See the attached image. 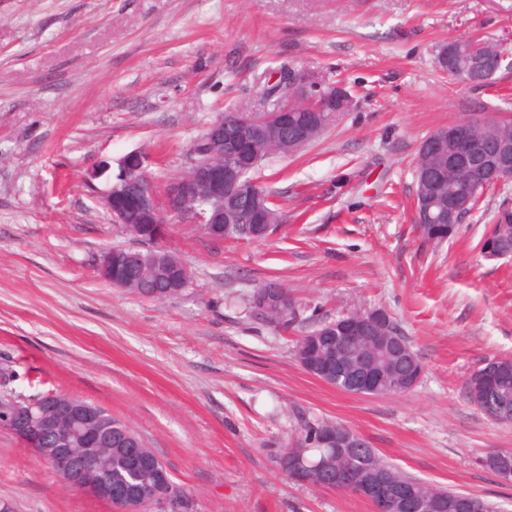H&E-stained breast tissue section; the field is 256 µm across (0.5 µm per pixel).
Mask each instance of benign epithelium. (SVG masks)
<instances>
[{
  "label": "benign epithelium",
  "instance_id": "7a95c632",
  "mask_svg": "<svg viewBox=\"0 0 512 512\" xmlns=\"http://www.w3.org/2000/svg\"><path fill=\"white\" fill-rule=\"evenodd\" d=\"M507 57L499 48L482 41H466L467 76L464 82L472 87L489 83L502 69ZM336 85L324 77L288 73V83L282 93L288 103L301 104L302 115L288 118L291 107L280 110L265 109L250 122L234 123L219 115L207 125L205 150L202 158L190 159L188 170L171 179L163 192L145 186L150 158L144 154H129L119 161L120 177H112L110 162L103 160L91 170L90 179L105 178L106 184L98 196L99 204L116 224L131 223L132 216L149 224H222L224 198L235 203H246L254 210L261 208L260 192L248 178L241 163L245 149L251 148L253 160L264 153H279L283 148L297 151L319 131L321 115ZM448 179L453 188L448 193V211L435 210L428 204L414 207L417 224L440 222L458 225L470 214V197L458 189L459 184L498 186L512 181V136L498 132L497 121L468 118L448 128ZM203 201L210 203L206 211L197 210ZM165 230L155 235L152 256L154 274L159 276L169 268L167 248L162 241ZM98 269L112 279L115 288H126L121 279L112 278V249L99 258ZM353 319L336 332V375L321 370L325 382L336 383V388L361 394L365 392L363 377L379 362L389 357L405 363H416L413 352L398 337L379 322L369 320L362 312L352 313ZM8 404L0 407L7 413L10 431L36 455L48 458L50 466L68 487L86 495L111 503L118 512H143L154 506L159 512H183L182 498L171 494L157 495L143 483L122 486L102 485L91 478L100 449L75 448L73 441L79 428L99 426L94 442L112 445V425L104 413L93 406L70 397L47 399L49 412H35L32 401L23 397H7ZM55 447L45 448L46 437ZM336 449V461L325 459L312 466L311 475L324 488H334L344 482L354 492L369 499L375 494L384 499V507L375 512H408L413 506L429 509L437 507L434 493H425L424 485L402 495L388 488L376 474L363 470L351 475L346 472L347 460L361 448L369 447L366 439L342 427L323 440ZM129 466L136 472L151 471L158 466V458L137 449L128 452Z\"/></svg>",
  "mask_w": 512,
  "mask_h": 512
}]
</instances>
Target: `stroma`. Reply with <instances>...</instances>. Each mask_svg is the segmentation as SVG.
<instances>
[{"label": "stroma", "mask_w": 512, "mask_h": 512, "mask_svg": "<svg viewBox=\"0 0 512 512\" xmlns=\"http://www.w3.org/2000/svg\"><path fill=\"white\" fill-rule=\"evenodd\" d=\"M512 49V0H0V370L19 395L54 390L107 409L158 455L194 512H375L353 492L287 479L271 451L304 423L361 434L408 475L512 512V484L482 458L512 424L470 403L466 380L512 358V256L481 241L512 181L455 235L414 224L422 140L465 118H512V69L473 88L442 45ZM343 81L353 105L253 179L281 209L266 240L215 241L171 224L193 274L164 301L112 287L101 254L132 240L90 180L142 152L157 181L225 108H258L284 70ZM304 312L284 331L250 318L268 282ZM386 313L424 367L403 395L338 390L308 374L298 336L354 311ZM14 512H115L67 488L0 427V501Z\"/></svg>", "instance_id": "1"}]
</instances>
